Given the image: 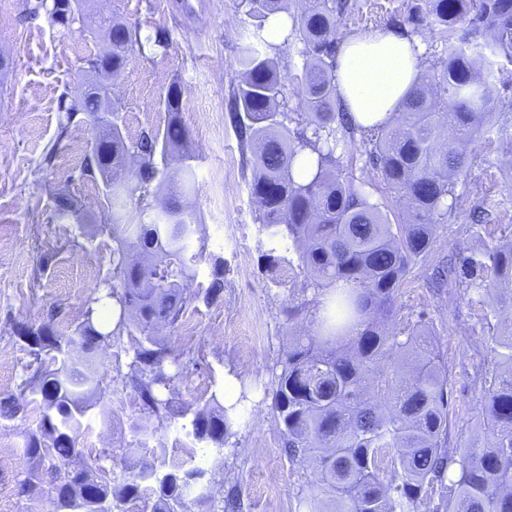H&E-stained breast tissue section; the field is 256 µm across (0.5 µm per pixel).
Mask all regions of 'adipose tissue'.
I'll use <instances>...</instances> for the list:
<instances>
[{
  "instance_id": "ef3b65f1",
  "label": "adipose tissue",
  "mask_w": 512,
  "mask_h": 512,
  "mask_svg": "<svg viewBox=\"0 0 512 512\" xmlns=\"http://www.w3.org/2000/svg\"><path fill=\"white\" fill-rule=\"evenodd\" d=\"M333 75L337 99L355 124L367 129L391 123L424 78L420 42L399 31L348 36Z\"/></svg>"
}]
</instances>
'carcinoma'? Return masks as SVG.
Instances as JSON below:
<instances>
[{
    "label": "carcinoma",
    "instance_id": "obj_1",
    "mask_svg": "<svg viewBox=\"0 0 512 512\" xmlns=\"http://www.w3.org/2000/svg\"><path fill=\"white\" fill-rule=\"evenodd\" d=\"M242 0L246 15L258 20L243 34L238 69L229 98L230 118L250 152L249 189L260 211V233L269 248L265 272L277 284L286 268L300 279L305 299L286 307L287 322L310 314L311 329L292 337L277 362L271 408L291 462L311 460L315 478L303 501L306 512H419L428 493L439 491L443 512H512V239L480 244L457 257L448 271L450 288L463 287L488 299L496 323L475 351L474 381L480 385L489 420L484 443L448 451L450 369L441 354L434 321L420 316L408 327L397 324L403 282L434 252L436 231L454 208L452 176L468 164L467 145L495 124L503 102L499 75L512 66V0H411L393 17L398 30L417 35L429 30L446 45L430 81L416 86L395 123L359 130L337 109L333 63L336 38L348 0ZM62 32L112 30V44L85 59L86 72L109 75L112 83L65 93L58 138L64 139L79 114L94 123L112 114V130L99 132L70 178L99 180L112 223L104 225L116 248L112 278L99 281L73 334L53 320L32 328L14 327L36 368L20 393L0 398V418L17 419L37 411L38 430L24 446L28 476L18 495L33 500L49 478L54 495L49 512H113L150 493L152 512H191L210 498L203 490L212 478L195 464L206 442L223 451L235 424L237 406H224L213 392L191 407L173 409L166 396L182 375L169 358L165 335L177 329L190 297L187 285L196 266L211 263L205 304L224 298V258L207 252L194 214L167 197L154 217L128 202L147 199L163 188L172 162L192 159L186 129L178 119L181 85L169 84L163 130L144 129L127 140L112 86L127 60L144 52L141 30L115 18L92 21L86 0H39ZM282 13L291 19L284 42L302 43V68L282 79L268 56L264 23ZM305 111L286 108V86ZM364 145V166L374 182H355L336 168V150L355 135ZM316 155L309 176L302 153ZM373 188L395 198L402 220L392 223L384 206L372 201ZM61 218L81 222L78 208L63 193L54 197ZM197 250H190L193 238ZM353 284L338 289L336 282ZM112 302L118 317L109 331L94 321L95 305ZM124 334L135 337L123 383L138 397L132 428L139 435L178 417H190L186 457L171 464L167 448L137 440L122 456L123 481L88 462L79 436L91 411L112 415V401L101 393L103 374L94 360L100 348ZM85 353L73 359L67 351ZM171 360L173 371L165 361ZM457 466V475L447 478Z\"/></svg>",
    "mask_w": 512,
    "mask_h": 512
}]
</instances>
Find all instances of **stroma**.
<instances>
[{"label":"stroma","instance_id":"obj_1","mask_svg":"<svg viewBox=\"0 0 512 512\" xmlns=\"http://www.w3.org/2000/svg\"><path fill=\"white\" fill-rule=\"evenodd\" d=\"M38 0H0V53L11 66L0 72V397L18 393L31 375L32 356L18 341L13 326L38 324L56 313V323L72 333L95 284L112 274L111 236L101 232L103 195L93 184L70 180L94 136L87 115H80L68 137L59 138L57 102L77 92L83 61L97 52L102 40L80 33H62ZM91 12L141 27L142 36L166 30L167 52L131 54L113 92L122 110L124 134L136 138L148 127L164 123L167 87L183 88L180 119L194 153L191 172L169 165L167 185L191 206L209 252L224 259V299L208 306L192 302L185 321L193 335L176 329L167 338L170 354L193 350L172 398L187 405L222 391L226 376H238L247 392L240 416L222 452H208L206 469L214 478L209 512H222L229 488H237L239 512H304L312 469L290 463L281 453V433L271 409L275 365L288 340L284 307L292 282L274 285L263 268L267 248L258 233L259 212L251 198L242 164V150L229 120L227 103L235 79L241 35L250 19L241 0H88ZM353 9L338 27L339 34L391 29L390 17L404 0H350ZM507 133L477 138L468 148V166L456 178L455 216L437 231L436 256L467 251L482 240L495 243L512 236V174L504 165L512 157V110L497 113ZM55 150L53 166L43 158ZM491 189L499 206L487 211L480 238L469 232L471 215ZM63 192L90 224L60 220L53 196ZM427 265L408 275L398 301V317L415 321L427 312L439 327L451 370L448 413L449 448L481 444L485 410L472 378L475 340L487 307L470 292L429 288ZM134 339L124 335L96 354L111 397L110 421L90 416L80 442L89 460L111 468L121 480L120 458L136 441L131 424L137 413L132 390L122 389L116 365L128 362ZM39 413L25 419H0V512H46L52 496L43 485L29 501L17 494L25 478L22 448L37 430Z\"/></svg>","mask_w":512,"mask_h":512}]
</instances>
